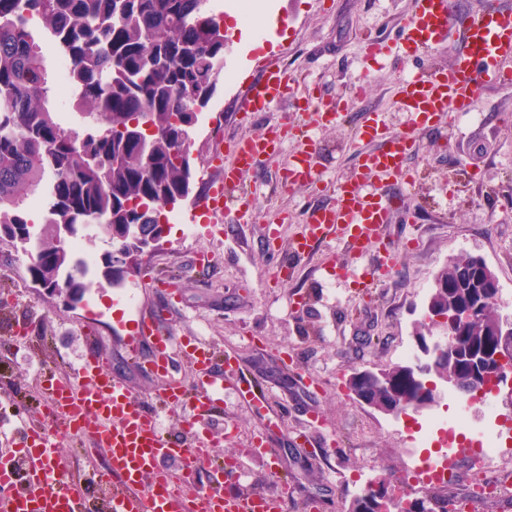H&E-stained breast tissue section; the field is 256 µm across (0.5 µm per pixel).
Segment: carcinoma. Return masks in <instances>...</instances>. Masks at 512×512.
Here are the masks:
<instances>
[{
    "label": "carcinoma",
    "instance_id": "obj_1",
    "mask_svg": "<svg viewBox=\"0 0 512 512\" xmlns=\"http://www.w3.org/2000/svg\"><path fill=\"white\" fill-rule=\"evenodd\" d=\"M209 0H0V241H26L31 278L53 284L73 301L92 288L90 270L54 232L23 234L30 224L25 200L40 196L45 223L74 236L96 227L110 236L111 250L128 249L126 226L153 230L168 205L190 196L195 183L191 113L204 108L224 76V29ZM41 27L56 49L73 59L69 74L80 128L66 127L51 107ZM136 121L154 128L146 141L129 136ZM101 276L123 284L112 254L101 256ZM497 281L478 256L451 259L432 288L433 316L469 309L474 320L445 329L449 357L434 359L468 396L478 384L471 351L495 346L500 312ZM388 383L360 381L378 404L397 401L415 409L419 386L399 367ZM374 491L357 495L347 512H376Z\"/></svg>",
    "mask_w": 512,
    "mask_h": 512
}]
</instances>
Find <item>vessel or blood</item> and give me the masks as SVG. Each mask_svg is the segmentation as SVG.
<instances>
[{
	"mask_svg": "<svg viewBox=\"0 0 512 512\" xmlns=\"http://www.w3.org/2000/svg\"><path fill=\"white\" fill-rule=\"evenodd\" d=\"M450 47L448 67H419L396 86L395 103L410 116L411 131L394 133L383 113L370 110L355 128L364 150L353 175L338 181L327 201L308 211L299 234L277 264L274 278L291 277L299 261L322 243H340L356 262L350 270L358 288L375 287L384 269L393 267L395 245L383 235L398 208L399 196L388 193L410 182L409 157L415 151L416 129L429 127L453 112H470L488 86L512 85V9L500 0H485L480 11L459 9L456 0H412L411 14L397 40L370 31L361 41L365 61L378 62L391 53L410 57ZM296 78L284 69L265 71L247 87V114L269 111L293 91ZM296 111L310 112L318 126L342 123L340 108H323L307 94L297 96ZM296 150L284 168L282 185L312 186L320 181L315 142L306 125L292 121L271 125L264 133L235 139L228 152H214L211 167L220 176L206 193L207 209L215 217L232 214L241 224L252 219L250 194L243 188L247 174L267 157L279 153L288 140ZM377 253L379 267L361 265V258ZM158 297L150 308L126 309L113 302L112 315L127 320L122 341L132 368L161 378V390L150 400L133 396L129 381L112 375L108 358L89 347L75 378L47 376L43 391L51 400L46 424L18 426L0 419V437L11 434L16 448L0 452V512H86V491L58 472L55 464L60 440L85 439L104 450L102 469L112 493L108 512H281L278 502L264 495L240 491L224 493L223 484L236 485L245 475L247 460L270 455L266 434L257 433L238 454L217 459L209 416L222 410L224 392L237 390L242 403L266 404L273 393L260 379H246L232 351H218L196 336H182L165 327L171 302L180 295L164 278L154 279ZM190 359L192 385L173 375L177 359ZM189 408L182 434L166 431L163 411ZM180 461L173 469L171 461ZM202 480L192 495L184 486Z\"/></svg>",
	"mask_w": 512,
	"mask_h": 512,
	"instance_id": "1",
	"label": "vessel or blood"
}]
</instances>
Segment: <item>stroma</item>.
Masks as SVG:
<instances>
[{"label": "stroma", "mask_w": 512, "mask_h": 512, "mask_svg": "<svg viewBox=\"0 0 512 512\" xmlns=\"http://www.w3.org/2000/svg\"><path fill=\"white\" fill-rule=\"evenodd\" d=\"M281 27L263 47L230 36L224 67L236 73L223 80L199 114L193 132L196 158L195 188L190 199L175 206L177 214L197 215L198 233L183 235L180 225L167 227L165 237L147 253L124 287L141 302L152 304L149 281L175 277L182 307L170 318L178 333L193 332L221 347L233 348L241 361L278 394L294 405L286 419L267 407L240 405L238 394L224 393V411L211 428L217 456L233 453L262 428L272 427L275 465L256 460L244 477L248 490L272 496L303 512V505L319 499L324 512H346L359 491L360 479L369 483L406 481V447L411 421L424 422L460 402L448 390L438 406L413 413L411 419L383 415L357 400L346 382L357 370H385L398 365L402 347L417 348L416 326L427 311L438 272L461 254L482 257L495 273L501 292L512 291V87L482 91L476 118L458 117L432 128L412 130L406 113L393 109L392 96L404 70L428 63L446 67L448 49L439 48L405 64L380 66L364 62L356 41L359 30L370 27L390 32L400 27L412 9V0H256ZM294 71L320 102L340 103L349 124L316 130L318 169L325 181L347 177L358 148L352 122L371 108L385 109L392 130L414 131L417 150L409 166L415 175L392 224L384 230L397 247V266L371 294L356 296L349 277L328 279L325 261H345L342 245L329 243L301 262L287 281L271 280L280 259L268 250L266 226L286 215L279 229L290 243L302 228V215L326 197L309 186L276 192L274 185L289 152L270 157L259 173L247 176L252 191V221L225 220L209 233L202 214L208 158L219 142L263 132L270 124L293 117L291 98L274 105L261 117L246 122L240 105L248 83L267 67ZM365 78L366 95L354 98L350 84ZM207 253L208 272L197 271L195 253ZM23 256L12 243L0 241V336L11 323L28 321L32 345H0V399L8 413L29 422L41 420L47 401L33 378V360L45 371L70 373L79 364L86 336L111 358L113 374L126 377L136 396L154 392L157 380L134 373L114 335L112 287L98 279L86 296L100 316L87 322L84 306L66 309L62 297L32 283L19 268ZM309 376L316 393L294 388V374ZM318 407L319 427L308 424L305 412ZM335 447H327V440Z\"/></svg>", "instance_id": "35a3bbf8"}]
</instances>
